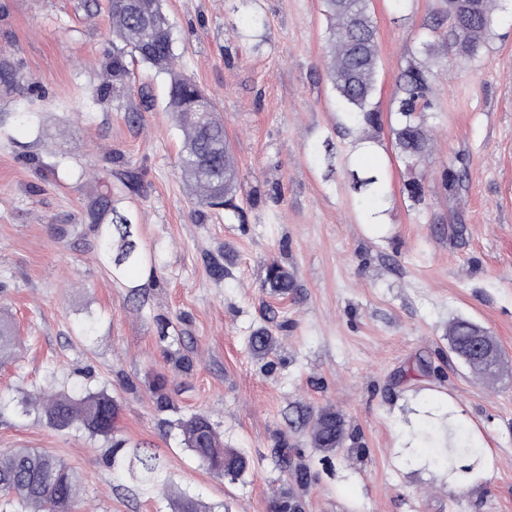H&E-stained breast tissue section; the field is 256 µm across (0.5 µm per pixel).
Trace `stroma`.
<instances>
[{
    "instance_id": "obj_1",
    "label": "stroma",
    "mask_w": 512,
    "mask_h": 512,
    "mask_svg": "<svg viewBox=\"0 0 512 512\" xmlns=\"http://www.w3.org/2000/svg\"><path fill=\"white\" fill-rule=\"evenodd\" d=\"M182 71L214 102L238 165L243 210H198L175 164L183 136L166 110L167 78L138 60L117 92L111 77L107 0H0V60L23 76L0 93V309L18 349L0 361V451L37 448L81 477L75 512H171L166 490L215 512H268L286 485L273 449L288 436L315 474L305 512H512V12L501 11L478 59L433 62V140L422 168L423 202L390 135L371 158L351 149L322 70L327 20L321 0H163ZM444 0H371L378 27L375 99L394 122L399 71ZM469 180L448 195L453 158ZM141 174L142 195L116 192L130 213L144 264L115 279L83 222L89 198L113 184L118 162ZM379 169L389 199L360 210L350 171ZM223 279L210 273L212 260ZM293 273L282 298L265 269ZM466 317L503 350L498 375H474L449 348L448 323ZM90 337H81L84 327ZM267 329L265 354L249 346ZM194 362L180 371L177 355ZM165 379L184 417H210L249 471L211 474L154 404ZM104 390L120 404L116 436L158 448V484L110 461L86 431L51 429L18 400L41 390ZM433 404L464 414L488 444L482 474L452 485L411 433ZM332 408L366 448L351 461L289 432L295 406Z\"/></svg>"
}]
</instances>
